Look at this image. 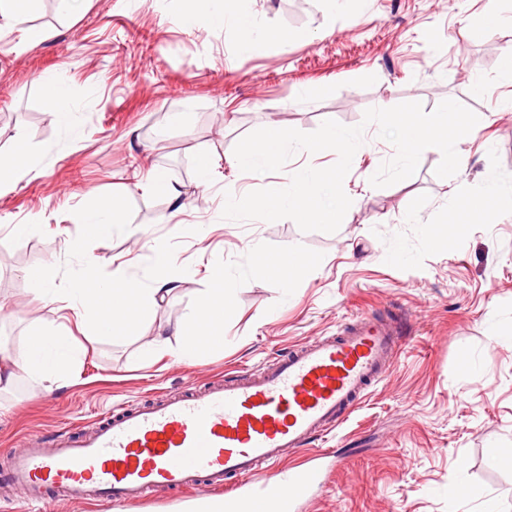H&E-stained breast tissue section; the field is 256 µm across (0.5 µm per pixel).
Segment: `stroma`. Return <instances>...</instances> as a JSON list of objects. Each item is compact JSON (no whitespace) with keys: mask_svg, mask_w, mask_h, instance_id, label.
I'll list each match as a JSON object with an SVG mask.
<instances>
[{"mask_svg":"<svg viewBox=\"0 0 512 512\" xmlns=\"http://www.w3.org/2000/svg\"><path fill=\"white\" fill-rule=\"evenodd\" d=\"M188 0H83L77 12L34 0L0 39V157L24 151L34 168L0 197V345L23 352L40 328L71 331L59 304L38 298L39 273L56 264L66 290L85 264L107 277L117 264L168 245L189 278L155 309L156 323L179 322L207 268L234 275L224 343L193 365L154 356L149 337L81 338L86 355L64 385L46 392L18 373L0 392V449L22 435L77 426L90 431L113 406L198 388L253 368L292 345L335 334L375 311L399 320L394 367L320 448L339 462L304 512H512V26L490 30L489 13L512 0H250L274 42L242 50L233 29L184 27ZM51 39L16 51L24 32ZM63 80L66 103L42 81ZM452 99L479 118L456 150L465 164L450 178L426 149L416 173L375 188L370 177L393 156L376 125H364L343 188L352 205L333 233L301 231L284 219L223 218L224 190L274 188L302 164L324 168L325 150L291 158L256 178L233 163L237 141L275 123L303 132L327 119L363 125L371 107ZM72 114L70 126L55 115ZM211 159L198 188L196 160ZM165 171L196 208L174 215L141 174ZM496 195L482 212L465 209L484 175ZM121 201L126 226L87 237L88 205ZM37 224L31 237L15 232ZM314 260L281 294L270 271L284 247Z\"/></svg>","mask_w":512,"mask_h":512,"instance_id":"1","label":"stroma"}]
</instances>
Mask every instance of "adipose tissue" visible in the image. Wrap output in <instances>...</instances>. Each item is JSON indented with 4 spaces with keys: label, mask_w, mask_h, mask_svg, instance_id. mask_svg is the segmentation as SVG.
<instances>
[{
    "label": "adipose tissue",
    "mask_w": 512,
    "mask_h": 512,
    "mask_svg": "<svg viewBox=\"0 0 512 512\" xmlns=\"http://www.w3.org/2000/svg\"><path fill=\"white\" fill-rule=\"evenodd\" d=\"M195 2L196 9L183 16L185 24L201 20L216 28L230 26L237 32L241 48L246 50L268 42L267 33L241 0H225L223 7L213 9L208 8V0ZM140 261L150 276L146 286L123 263L107 279L98 278L89 266L75 276L67 292L68 307L78 325L86 326L89 337L123 339L149 334L153 337L155 354H170L190 363L208 349L223 344L224 311L235 294L236 280L225 272H217L216 287L198 296L169 334L154 335L150 332V321L155 306L178 289L186 272L172 255L159 260L147 253ZM82 354L83 349L72 334L34 332L21 356L0 350V390L8 389L21 371L39 379L45 391H53L60 381L67 379Z\"/></svg>",
    "instance_id": "1"
}]
</instances>
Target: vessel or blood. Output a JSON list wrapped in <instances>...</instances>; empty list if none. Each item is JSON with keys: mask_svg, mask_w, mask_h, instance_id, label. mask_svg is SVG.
Wrapping results in <instances>:
<instances>
[{"mask_svg": "<svg viewBox=\"0 0 512 512\" xmlns=\"http://www.w3.org/2000/svg\"><path fill=\"white\" fill-rule=\"evenodd\" d=\"M395 319L359 315L244 375L204 390L121 406L91 432L27 436L0 487L32 504L151 506L158 490L192 492L185 512H302L334 453L311 450L391 371ZM295 462H288V455Z\"/></svg>", "mask_w": 512, "mask_h": 512, "instance_id": "vessel-or-blood-1", "label": "vessel or blood"}]
</instances>
